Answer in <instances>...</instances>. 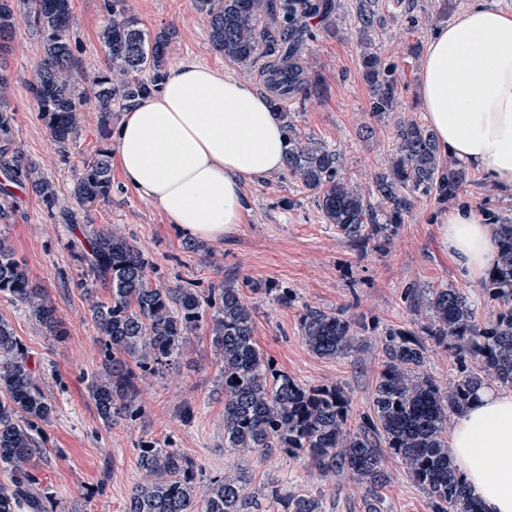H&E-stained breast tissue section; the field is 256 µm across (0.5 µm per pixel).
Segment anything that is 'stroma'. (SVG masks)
Wrapping results in <instances>:
<instances>
[{
  "label": "stroma",
  "instance_id": "1",
  "mask_svg": "<svg viewBox=\"0 0 512 512\" xmlns=\"http://www.w3.org/2000/svg\"><path fill=\"white\" fill-rule=\"evenodd\" d=\"M469 2L375 0L377 25L365 44L358 33L359 0H335L329 19L310 21L312 36L305 45L310 93L284 105L300 134L341 153L348 178L368 184L389 164L397 119L425 122L416 90L424 45ZM128 5L142 28L176 29L169 65L191 58L264 90L261 66L242 70L211 48L208 23L192 10L189 0H129ZM72 11L73 47L82 68L89 72L103 68L98 39L105 18L102 0H72ZM371 52L394 65L400 101L397 115L381 121L370 115V91L363 73V59ZM40 58L39 35L20 26L10 55L6 94L15 111L20 149L55 182L61 203L67 205L75 169L99 147H112L113 139L102 135L99 114L89 106L75 144L68 156H61L28 89ZM244 195L242 224L222 241L194 240L129 189L116 166L111 197L91 211L90 227L120 229L148 259L154 284L204 291L226 285L239 288L255 308L254 337L260 349L298 383L343 388L356 420L370 407L381 368L383 332L393 327L418 332L423 327L410 312L406 291L456 288L475 305L480 318L492 312L480 280L467 275L441 244L442 217L450 208L467 206L490 220L512 219V195L477 172H470L463 189L448 200L421 197L393 242L364 255L335 225L326 223L314 193L287 170L246 183ZM12 203L14 221L0 224V237L7 238L32 278L45 288L67 330L64 339L49 336L21 306L0 296V319L12 325L26 346L54 407L51 420L42 427L45 442L36 474L56 512H126L141 477L136 444L142 439L171 442L209 475L245 473L253 490L274 484L285 493L320 498L324 512H361L362 491L346 474L327 479L275 450H225L220 366L206 332L190 337L176 369L143 380V410L137 418L104 426L87 390L88 381L102 372L104 356L85 293L78 286L83 269L71 251L72 243L82 237V228L57 223L28 190H15ZM256 285L289 288L296 300L290 307H278L253 293ZM307 305L365 316L372 330L348 354L320 357L300 332L299 315ZM186 406L194 412L187 423L180 418ZM383 465L392 476L383 491L384 512H429L425 493L401 460L387 454Z\"/></svg>",
  "mask_w": 512,
  "mask_h": 512
}]
</instances>
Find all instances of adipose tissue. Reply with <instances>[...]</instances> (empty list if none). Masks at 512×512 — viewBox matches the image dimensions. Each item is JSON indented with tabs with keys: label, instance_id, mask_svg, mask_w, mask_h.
Wrapping results in <instances>:
<instances>
[{
	"label": "adipose tissue",
	"instance_id": "adipose-tissue-1",
	"mask_svg": "<svg viewBox=\"0 0 512 512\" xmlns=\"http://www.w3.org/2000/svg\"><path fill=\"white\" fill-rule=\"evenodd\" d=\"M417 95L439 151L512 194V13L471 0L425 44ZM126 184L187 237L223 238L247 182L280 170L288 137L252 84L188 58L126 108L114 135ZM442 246L470 277L497 262L489 227L449 209ZM448 446L483 512H512V390L483 387L455 415Z\"/></svg>",
	"mask_w": 512,
	"mask_h": 512
}]
</instances>
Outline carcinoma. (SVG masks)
<instances>
[{"mask_svg": "<svg viewBox=\"0 0 512 512\" xmlns=\"http://www.w3.org/2000/svg\"><path fill=\"white\" fill-rule=\"evenodd\" d=\"M208 21L213 50L248 70L263 61L267 70L288 83V97L306 98L309 82L304 45L305 19L329 16L334 0H190ZM105 20L99 40L105 68L90 75L74 53L70 38L72 0H0V86L8 84L6 56L19 20L41 36L42 58L30 91L40 120L61 152L76 141L80 114L95 105L106 127L115 108L148 94L168 63L176 31L149 33L140 27L127 0H104ZM359 32L375 28L372 0H360ZM371 115L381 119L396 110L393 65L375 54L366 56ZM290 149V175L315 194L326 221L336 225L366 252L391 243L404 218L423 195L446 199L467 182L465 170L441 159L432 129L400 119L388 167L378 171L366 190L346 176L339 153L303 141L282 102L272 97ZM0 223L10 224L15 209L11 186L29 188L60 224H83L94 205L112 193V154L103 147L75 171L73 205L60 206L55 184L26 157L14 135V113L0 95ZM498 263L483 283L492 318L478 320L474 307L456 288H433L410 296V310L424 319L426 337L459 356L460 374L442 383L428 372L426 347L415 331L388 328L382 338L381 370L370 412L351 425V401L336 385H302L280 370L254 340V309L230 285L196 288L153 286L149 261L114 228L94 230L78 246L89 300L88 313L105 357L104 372L93 377L88 392L107 425L140 414V381L150 373L176 368L189 338L209 331L221 361L224 389V448L263 452L276 449L302 460L326 476L346 473L364 489L362 512H383L381 492L390 482L382 467L384 450L400 458L412 480L427 495L430 512H481L467 493L448 448L451 416L493 379L512 387V220L489 223ZM109 290L106 300L94 284ZM273 303L288 307L287 288H255ZM0 294L24 306L29 315L58 339L55 306L33 283L25 264L0 238ZM299 326L310 349L336 357L354 349L368 324L345 310L327 312L305 306ZM53 406L42 379L11 325L0 319V512H53L34 474L40 455L36 433L48 423ZM138 465L143 476L128 512H249L252 495L244 473L204 478L202 468L170 444L142 440ZM275 512H322L319 498L281 495Z\"/></svg>", "mask_w": 512, "mask_h": 512, "instance_id": "1", "label": "carcinoma"}]
</instances>
